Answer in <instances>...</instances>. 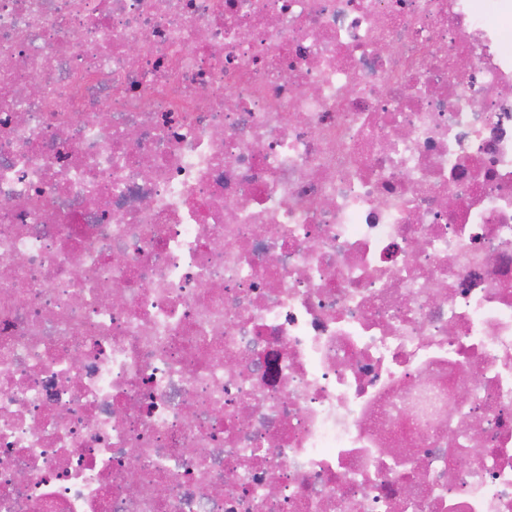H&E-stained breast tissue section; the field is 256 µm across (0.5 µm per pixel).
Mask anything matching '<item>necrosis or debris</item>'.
I'll return each mask as SVG.
<instances>
[{"label": "necrosis or debris", "instance_id": "obj_1", "mask_svg": "<svg viewBox=\"0 0 512 512\" xmlns=\"http://www.w3.org/2000/svg\"><path fill=\"white\" fill-rule=\"evenodd\" d=\"M1 265L0 512H512V0H0Z\"/></svg>", "mask_w": 512, "mask_h": 512}]
</instances>
